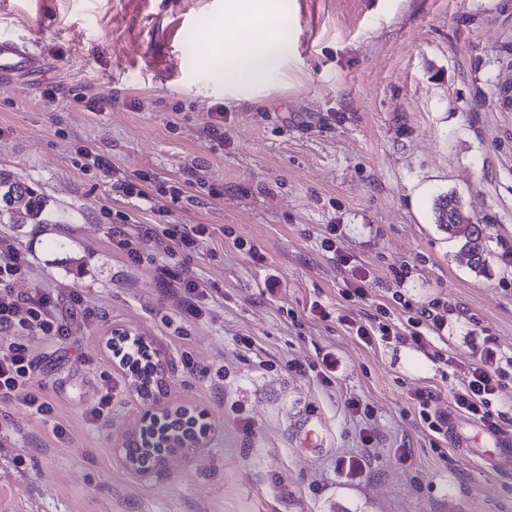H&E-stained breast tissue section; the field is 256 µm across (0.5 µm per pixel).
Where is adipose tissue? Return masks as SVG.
Segmentation results:
<instances>
[{"label": "adipose tissue", "instance_id": "obj_1", "mask_svg": "<svg viewBox=\"0 0 512 512\" xmlns=\"http://www.w3.org/2000/svg\"><path fill=\"white\" fill-rule=\"evenodd\" d=\"M277 0H225V23L209 50L220 65L225 93H252L277 77L288 54Z\"/></svg>", "mask_w": 512, "mask_h": 512}]
</instances>
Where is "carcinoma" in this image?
Returning a JSON list of instances; mask_svg holds the SVG:
<instances>
[{"label":"carcinoma","instance_id":"obj_1","mask_svg":"<svg viewBox=\"0 0 512 512\" xmlns=\"http://www.w3.org/2000/svg\"><path fill=\"white\" fill-rule=\"evenodd\" d=\"M435 214L436 223L461 243L470 268L478 274L485 273L491 254L487 237L460 200L452 194L439 198ZM21 219L35 224L54 223L46 210L45 201L33 187L0 175V223L17 224Z\"/></svg>","mask_w":512,"mask_h":512}]
</instances>
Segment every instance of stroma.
<instances>
[{
  "mask_svg": "<svg viewBox=\"0 0 512 512\" xmlns=\"http://www.w3.org/2000/svg\"><path fill=\"white\" fill-rule=\"evenodd\" d=\"M279 6L284 70L264 94L236 99L207 48L224 0H0V39L46 64L0 78V173L35 188L57 218L0 223L32 265L15 289L74 288L95 313L65 343L27 341L55 411L0 402V512H512V471L466 452L489 445L476 422L432 437L411 400L427 389L450 410L485 336L512 355V106L501 101L512 0ZM219 107L223 141L200 139ZM86 146L112 176L81 169ZM139 175L166 217L114 189ZM450 192L485 227V275L434 222V201ZM168 224L208 232L194 253L172 255ZM330 224L372 272L366 302L342 296L345 274L320 246ZM119 229L138 238L143 264L113 246ZM58 238L65 249L50 248ZM185 268L213 285L199 320L158 281ZM399 289L420 305L447 299L451 364L409 341L364 345L341 323ZM116 328L172 359L158 397L211 426L202 448L150 478L117 454L141 400L105 348ZM327 355L329 388L317 376ZM107 381L112 410L91 422ZM351 397L371 419L348 412Z\"/></svg>",
  "mask_w": 512,
  "mask_h": 512,
  "instance_id": "obj_1",
  "label": "stroma"
}]
</instances>
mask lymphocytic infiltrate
<instances>
[{
    "mask_svg": "<svg viewBox=\"0 0 512 512\" xmlns=\"http://www.w3.org/2000/svg\"><path fill=\"white\" fill-rule=\"evenodd\" d=\"M322 247L346 274L344 298L365 301L370 271L344 247L341 225H328ZM29 275L26 254L9 240L0 238V401L18 403L35 415L48 416L53 407L36 380L35 361L22 339L37 336L55 344L63 343L71 338L73 327L58 311V289L39 285L25 294L15 292V282ZM391 299L409 310L406 326L394 322L383 305L378 306L376 316L364 321L348 317L345 325L369 346L399 343L408 338L420 350L431 349L432 335L442 332L448 323L447 302L437 298L416 306L398 291ZM511 389L512 356L499 353L495 339L488 336L483 340L479 357L463 370L452 401L457 411L488 431L502 433L506 424L494 417L491 407Z\"/></svg>",
    "mask_w": 512,
    "mask_h": 512,
    "instance_id": "1",
    "label": "lymphocytic infiltrate"
}]
</instances>
